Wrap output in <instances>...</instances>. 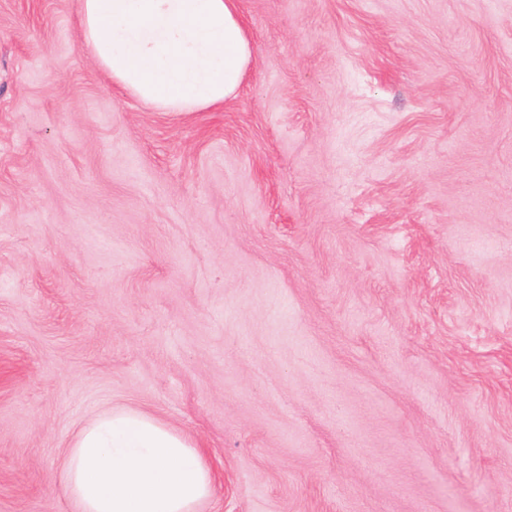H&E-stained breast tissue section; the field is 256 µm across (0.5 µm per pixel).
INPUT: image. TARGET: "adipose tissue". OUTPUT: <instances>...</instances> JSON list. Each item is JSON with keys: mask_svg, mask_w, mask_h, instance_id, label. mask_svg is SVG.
<instances>
[{"mask_svg": "<svg viewBox=\"0 0 512 512\" xmlns=\"http://www.w3.org/2000/svg\"><path fill=\"white\" fill-rule=\"evenodd\" d=\"M80 23L94 62L156 112L234 101L254 62L238 0H80ZM61 482L75 512H193L212 489L198 448L123 407L71 438Z\"/></svg>", "mask_w": 512, "mask_h": 512, "instance_id": "ef3b65f1", "label": "adipose tissue"}]
</instances>
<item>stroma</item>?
I'll list each match as a JSON object with an SVG mask.
<instances>
[{
	"instance_id": "1",
	"label": "stroma",
	"mask_w": 512,
	"mask_h": 512,
	"mask_svg": "<svg viewBox=\"0 0 512 512\" xmlns=\"http://www.w3.org/2000/svg\"><path fill=\"white\" fill-rule=\"evenodd\" d=\"M239 7L237 99L155 112L0 0V512L113 406L194 512H512V0Z\"/></svg>"
}]
</instances>
